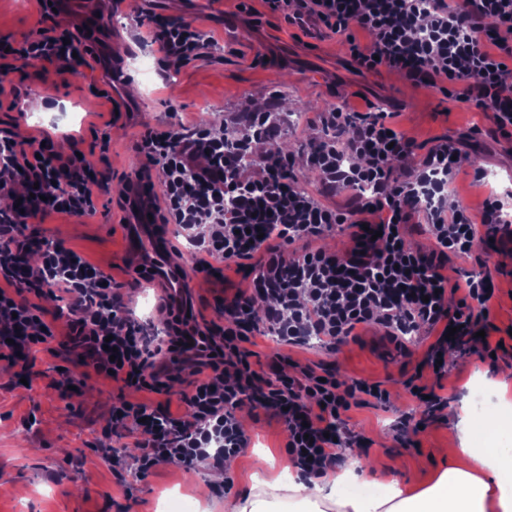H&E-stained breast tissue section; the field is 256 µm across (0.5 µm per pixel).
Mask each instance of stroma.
Listing matches in <instances>:
<instances>
[{
    "label": "stroma",
    "instance_id": "35a3bbf8",
    "mask_svg": "<svg viewBox=\"0 0 512 512\" xmlns=\"http://www.w3.org/2000/svg\"><path fill=\"white\" fill-rule=\"evenodd\" d=\"M239 0H151L155 11L180 17L228 40L230 52H217L209 61L173 69L163 67L135 13L123 12L111 32L94 48L90 66L60 76L44 63L19 65L5 84L27 88L28 104L0 105V132L21 131L31 136L50 133L107 131L112 137V160L90 156L96 169H108L109 182L100 195L97 213L74 219L52 215L45 219L47 235L92 263L111 266L116 280L129 273L124 223L128 175L139 160L128 145L144 125L169 121L173 111L194 123L202 114L221 116L247 105L264 104L277 95L286 112L302 111L304 104L344 105L353 111L368 106L396 113L399 126L427 151L434 137L459 141L463 156L485 171L512 180V139L488 131L482 112L448 100L425 87H416L398 74L360 72L343 42L325 33L304 32L268 13L261 0L247 10ZM36 0H0V37L22 40L34 36ZM120 63L125 80L121 91L97 98L90 82L105 84L113 63ZM449 267L467 275L495 267L494 296L487 304L493 326V353L463 348L448 357L443 393L447 409L428 416L425 406L410 393L423 347L397 348L381 331L360 330L355 339L335 351L318 347L296 349L275 341H259L254 363L268 365L289 356L315 362L340 380L366 379L380 383L391 394L392 408L372 402L351 409L349 424L363 433L361 449L369 477L378 482L398 480L403 485L427 483L446 468L444 448L461 447L460 427L474 410L472 386L487 388L494 398L512 401V244L476 246L471 258H449ZM248 270L226 268L221 279L194 276L191 294L198 315L217 319L216 299L247 287ZM74 355L39 353L27 380H20L0 361V512H169L179 502L203 500L207 512H224L225 503L247 491L255 473L277 476L287 458V434L270 412L243 408L240 417L252 435L243 454L224 470L231 486L215 484L207 493L199 486L206 473L185 471L178 463L159 465L141 480L133 479L134 449L121 461L107 460L101 448L110 437L112 395L117 384L89 381L69 399H61L56 384L59 371L72 367ZM408 416L423 427L411 433L403 446L394 424Z\"/></svg>",
    "mask_w": 512,
    "mask_h": 512
}]
</instances>
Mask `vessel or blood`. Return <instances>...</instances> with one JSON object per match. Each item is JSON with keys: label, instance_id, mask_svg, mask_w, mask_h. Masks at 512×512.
<instances>
[{"label": "vessel or blood", "instance_id": "obj_1", "mask_svg": "<svg viewBox=\"0 0 512 512\" xmlns=\"http://www.w3.org/2000/svg\"><path fill=\"white\" fill-rule=\"evenodd\" d=\"M149 197L150 192L145 186H134L130 200L132 224L127 257L132 265L151 268L169 301L178 306L187 299L191 277L185 267L172 260L166 240L156 235L150 217L152 207Z\"/></svg>", "mask_w": 512, "mask_h": 512}]
</instances>
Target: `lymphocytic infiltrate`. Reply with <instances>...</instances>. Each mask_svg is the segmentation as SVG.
<instances>
[{"mask_svg":"<svg viewBox=\"0 0 512 512\" xmlns=\"http://www.w3.org/2000/svg\"><path fill=\"white\" fill-rule=\"evenodd\" d=\"M288 25L323 28L343 37L361 70L387 69L483 112L495 132L512 136V0H262ZM35 37L0 40V73L35 58L59 72L82 68L92 53L82 35L59 20L48 0H37ZM140 24L170 67L209 58L217 40L191 23L153 11ZM371 35L362 44L356 31ZM389 112H347L332 107L310 120L305 151L274 149L295 128L276 105L224 116L217 128L181 123L146 128L131 146L141 159L139 178L158 177L163 197L159 223L178 225L190 246L193 270L214 264H250L248 288L225 299L223 324L183 317L162 306L163 327L147 332L133 316L130 288L150 281L139 271L130 284L93 265L63 242L35 232L52 213L93 214L105 185L81 139L59 151L53 138L0 133V359L29 373L44 345L61 340L79 352L84 370L59 380L61 394L87 376L166 392L185 379L184 413L117 398L113 428L137 448L136 470L147 474L167 461L198 469L226 462L247 448L238 419L245 404L274 411L287 431L286 453L306 478L319 479L360 447L347 414L366 400L388 404L389 393L365 380L340 381L312 366L289 363L267 375L253 367L249 345L275 337L292 346L318 339L328 349L361 326H375L397 342L423 335L431 344L425 368L445 375L438 361L462 347L488 348L479 338L480 307L488 302L491 271L454 281L449 256L470 255L480 228L512 236V194L490 193L480 217L449 206L458 148L441 137L425 154L396 127ZM316 172L323 191L351 192L342 211L303 188L298 170ZM424 225L433 252L410 247L409 225ZM345 228L344 251L316 240ZM457 306H450L449 296ZM56 306L46 313L40 301ZM168 361L160 373L156 365Z\"/></svg>","mask_w":512,"mask_h":512,"instance_id":"f902f5d3","label":"lymphocytic infiltrate"}]
</instances>
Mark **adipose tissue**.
<instances>
[{"instance_id": "ef3b65f1", "label": "adipose tissue", "mask_w": 512, "mask_h": 512, "mask_svg": "<svg viewBox=\"0 0 512 512\" xmlns=\"http://www.w3.org/2000/svg\"><path fill=\"white\" fill-rule=\"evenodd\" d=\"M507 428L508 406L474 418L466 445L447 449L448 468L414 489L395 480L372 489L353 469L325 486L299 476L257 478L228 512H512V448L499 439Z\"/></svg>"}]
</instances>
